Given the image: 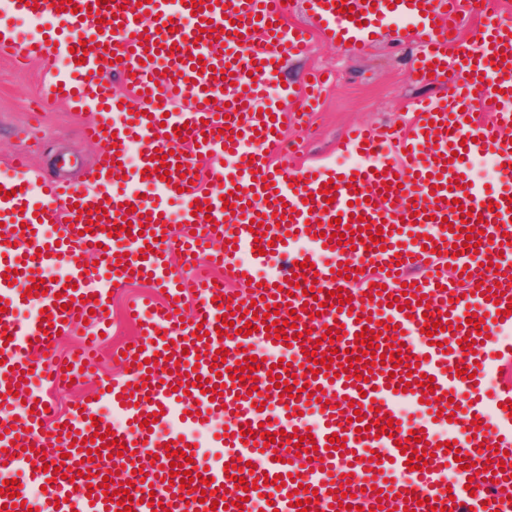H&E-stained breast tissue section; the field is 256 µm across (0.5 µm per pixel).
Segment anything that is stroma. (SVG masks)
<instances>
[{
  "label": "stroma",
  "instance_id": "stroma-1",
  "mask_svg": "<svg viewBox=\"0 0 512 512\" xmlns=\"http://www.w3.org/2000/svg\"><path fill=\"white\" fill-rule=\"evenodd\" d=\"M307 56L290 59L278 75V83L297 86L307 70L325 69L336 74L321 104L311 116L309 131L288 127V149L273 160L287 169L324 163L342 167L336 142L346 127L356 123L377 126L410 124L412 104L421 97L451 94L453 77L423 81L417 76L415 44L395 33L382 37L365 54L313 35ZM62 67L61 58L23 68L0 59V160L19 152L31 153L36 173L61 176L77 186L95 179L98 149L81 138L84 114L46 97L41 75L46 66ZM37 124L40 142L32 144L21 130Z\"/></svg>",
  "mask_w": 512,
  "mask_h": 512
}]
</instances>
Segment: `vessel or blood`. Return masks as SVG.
<instances>
[{
	"instance_id": "obj_1",
	"label": "vessel or blood",
	"mask_w": 512,
	"mask_h": 512,
	"mask_svg": "<svg viewBox=\"0 0 512 512\" xmlns=\"http://www.w3.org/2000/svg\"><path fill=\"white\" fill-rule=\"evenodd\" d=\"M352 14L341 13L335 0H313L321 32L366 52L372 37L387 23L404 22L419 47L421 77L462 74L450 98L417 103V118L401 133L390 127L357 126L338 147L357 164L337 171L327 166L295 170L266 158L279 145L287 122L304 123L323 87L314 73L294 97L299 112L264 100L266 85L288 59L309 50V29L288 25L281 0H9L12 14L38 21L39 36L19 38L0 28V56L18 63L61 54L66 73H43V86L54 101L87 113L82 134L104 148L92 187L79 188L32 175L28 154L15 155L0 174V481H14V495L0 494L6 512H25L27 489L44 492L39 512H116L108 491L131 481L132 512H152L151 501L167 512H256L260 499L276 512H347L341 501L364 512H512V387L490 389L489 373L512 360V201L506 192L472 182L456 187L472 159L489 155L496 165L512 163V141L501 130L512 127V19L492 9L481 12L478 41L449 45L447 18L461 0H346ZM85 47L84 63L74 50ZM120 75L131 97L114 96L113 75ZM490 102L491 117L474 112L476 102ZM140 163H125L131 145ZM217 164L212 182L197 176L198 158ZM167 175H160L159 166ZM335 180L332 194L321 191ZM152 188L139 198L137 187ZM208 202L211 211L196 209ZM181 205V223L194 234L178 235L171 224V202ZM260 227H253V219ZM449 227H442V220ZM130 231H123L124 221ZM484 222L485 243L466 246L471 227ZM382 229V241L371 240ZM341 234L342 243L329 241ZM435 249H426V241ZM266 243V255L254 249ZM180 251L199 275L193 290L195 313L180 319L183 280L172 266ZM99 263L87 267L85 254ZM282 262L280 275L259 278L270 259ZM309 261L305 273L296 265ZM455 268L447 277L446 265ZM59 265L66 274L43 281L46 268ZM350 277L337 273L338 267ZM230 271L251 282L247 297L224 299L223 282L213 269ZM14 281H7V274ZM150 283L165 291L163 299L143 298L127 310L140 325L127 350L113 359L129 366L128 379L99 385L96 397L81 399L55 430H47L53 413L43 388H60L81 377L100 339L87 337L67 365L28 361L33 352L52 354L60 333L89 322L104 327L114 286ZM341 296H334V289ZM314 299H306L305 290ZM398 298V307L388 304ZM330 309H322V301ZM278 305L279 320L295 319L286 339L268 330L263 315ZM36 308L28 322L18 321L19 307ZM232 316L236 335L219 338V320ZM479 325H471L472 317ZM256 326L241 335L246 318ZM443 329L427 335L426 327ZM204 336H196L197 328ZM371 329L384 362L375 363L367 379L356 378L364 346L355 335ZM339 332L326 341L328 330ZM270 354L256 371L230 379L256 344ZM402 344L407 364L391 355ZM226 359L214 363L216 350ZM332 358L335 365L355 357L354 369L312 373L306 354ZM286 368H279V360ZM432 376V388L421 387ZM278 384H271V377ZM38 380L40 391L15 394L18 383ZM293 387V396L281 395ZM221 392L211 400L210 391ZM340 404H332V397ZM404 398L423 405L425 413L410 422L395 406ZM279 407L268 419L256 405ZM108 406L123 419L108 433L94 422ZM223 412L228 433L217 439L219 453L204 463L199 428ZM361 413L363 432L350 418ZM447 418L452 452L438 445L432 427ZM392 420L389 433L379 422ZM283 432L280 460L262 446L263 432ZM344 448L330 447L331 436ZM90 445H83V438ZM426 441L423 469L413 470L399 448L417 449ZM179 455L167 458L165 446ZM112 454L111 467L81 477L89 449ZM380 461H372V454ZM471 461L460 469L455 454ZM235 463L226 472V463ZM71 466L74 480L57 468ZM120 482L104 484L108 469ZM207 472L204 491L169 484L170 471ZM258 482L243 490L236 478ZM272 485H265V478ZM475 482L468 491L467 482ZM350 505V506H351Z\"/></svg>"
}]
</instances>
